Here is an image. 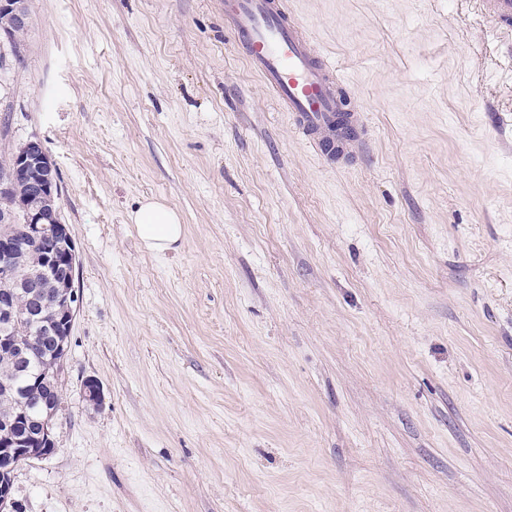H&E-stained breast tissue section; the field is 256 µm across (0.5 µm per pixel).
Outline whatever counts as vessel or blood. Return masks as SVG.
<instances>
[{"instance_id": "obj_1", "label": "vessel or blood", "mask_w": 512, "mask_h": 512, "mask_svg": "<svg viewBox=\"0 0 512 512\" xmlns=\"http://www.w3.org/2000/svg\"><path fill=\"white\" fill-rule=\"evenodd\" d=\"M224 19L242 57L323 159L352 156L365 129L336 67L295 21L288 0H225Z\"/></svg>"}]
</instances>
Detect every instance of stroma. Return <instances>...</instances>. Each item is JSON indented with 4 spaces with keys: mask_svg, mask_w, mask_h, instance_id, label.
Returning <instances> with one entry per match:
<instances>
[{
    "mask_svg": "<svg viewBox=\"0 0 512 512\" xmlns=\"http://www.w3.org/2000/svg\"><path fill=\"white\" fill-rule=\"evenodd\" d=\"M27 6L0 159L50 155L80 304L18 512H512V28L480 0H292L366 115L340 166L224 0ZM148 199L175 250L140 246ZM142 247L149 252L173 249L184 235L179 213L158 200H147L129 217Z\"/></svg>",
    "mask_w": 512,
    "mask_h": 512,
    "instance_id": "35a3bbf8",
    "label": "stroma"
}]
</instances>
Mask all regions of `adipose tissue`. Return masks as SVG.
I'll list each match as a JSON object with an SVG mask.
<instances>
[{
	"label": "adipose tissue",
	"instance_id": "ef3b65f1",
	"mask_svg": "<svg viewBox=\"0 0 512 512\" xmlns=\"http://www.w3.org/2000/svg\"><path fill=\"white\" fill-rule=\"evenodd\" d=\"M142 247L150 252H164L173 248L184 235L179 213L157 200L142 203L130 215Z\"/></svg>",
	"mask_w": 512,
	"mask_h": 512
}]
</instances>
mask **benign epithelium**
Here are the masks:
<instances>
[{
    "label": "benign epithelium",
    "instance_id": "7a95c632",
    "mask_svg": "<svg viewBox=\"0 0 512 512\" xmlns=\"http://www.w3.org/2000/svg\"><path fill=\"white\" fill-rule=\"evenodd\" d=\"M0 15L24 28L31 20L26 0H0ZM8 193L19 195L24 232L42 242L44 250L49 252V263L58 264L55 251L60 248V240L64 238L68 248L63 261L71 270H76L77 256L68 226L61 223L53 211L58 197L55 166L41 142L30 140L14 153L13 166L0 175V195ZM21 248L17 235L0 233V282L6 284L0 289V353L12 352L27 363L38 358L32 347L18 343L8 334V330L20 319L15 303L17 288L22 287L29 291L35 301L28 318L39 325L44 338L52 340L54 354L63 365L68 353L65 337L71 335L78 294L74 288L54 297L43 294L40 273L23 274L18 268ZM46 387L48 393L37 416H32L23 405L12 417L0 419L1 434L22 426L26 431L25 445L16 450H0V512H9L13 508V475L21 462L43 459L55 451L52 430L57 415L55 396L59 384L48 381ZM83 397L93 406L103 404L104 393L97 379H85Z\"/></svg>",
    "mask_w": 512,
    "mask_h": 512
}]
</instances>
